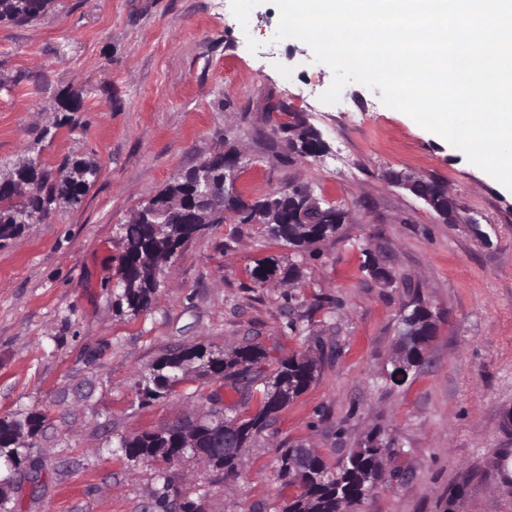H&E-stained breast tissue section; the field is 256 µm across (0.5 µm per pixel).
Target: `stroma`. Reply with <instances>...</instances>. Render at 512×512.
I'll return each mask as SVG.
<instances>
[{
    "label": "stroma",
    "mask_w": 512,
    "mask_h": 512,
    "mask_svg": "<svg viewBox=\"0 0 512 512\" xmlns=\"http://www.w3.org/2000/svg\"><path fill=\"white\" fill-rule=\"evenodd\" d=\"M278 22L272 0H55L37 20L0 22V173L31 158L100 168L79 204L0 246V418L45 416L0 512H178L187 500L200 512H281L293 493L276 475L283 448L305 445L334 466L375 430L395 453L359 512H512V190L380 91L351 82L322 101L330 68L302 41L276 40ZM68 88L84 100L61 128ZM294 114L320 132L322 156L276 134ZM225 148L244 155L246 198L300 183L348 220L300 257L261 225L232 240L214 225L171 259L147 311H119L121 224ZM390 169L445 182L458 219L386 181ZM369 255L391 282L363 270ZM270 257L298 263V278L255 281ZM327 297L341 307L319 308ZM418 299L437 330L397 386L386 375ZM245 344L264 348L266 369L296 352L321 370L244 450L235 491L196 459L117 452L122 438L206 418L211 393L241 409L220 379H189L149 405L141 389L177 349ZM162 470L178 488L163 505Z\"/></svg>",
    "instance_id": "stroma-1"
}]
</instances>
